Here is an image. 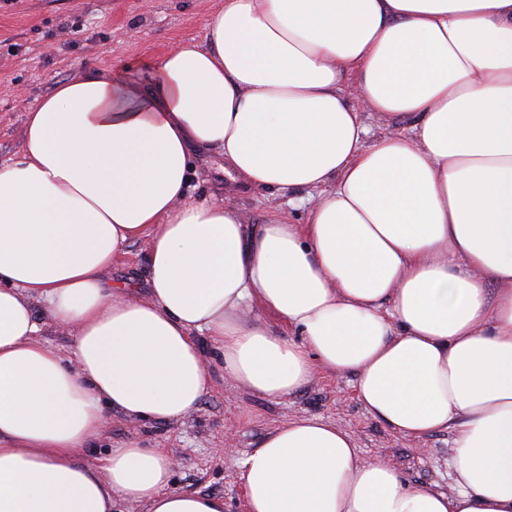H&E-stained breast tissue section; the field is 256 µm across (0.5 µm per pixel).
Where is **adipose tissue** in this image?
Returning a JSON list of instances; mask_svg holds the SVG:
<instances>
[{"instance_id":"ef3b65f1","label":"adipose tissue","mask_w":512,"mask_h":512,"mask_svg":"<svg viewBox=\"0 0 512 512\" xmlns=\"http://www.w3.org/2000/svg\"><path fill=\"white\" fill-rule=\"evenodd\" d=\"M151 69L146 86L119 66L59 83L0 163V512H224L167 491L162 449L84 458L105 407L198 408L203 336L254 393L352 375L389 430L456 433L444 491L290 419L241 462L249 512H512V0H217L204 43ZM364 110L411 126L364 143ZM195 149L247 185L323 193L305 223L243 224L189 194ZM141 238L144 301L108 280ZM35 299L70 357L39 341Z\"/></svg>"}]
</instances>
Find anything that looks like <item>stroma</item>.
<instances>
[{"label":"stroma","mask_w":512,"mask_h":512,"mask_svg":"<svg viewBox=\"0 0 512 512\" xmlns=\"http://www.w3.org/2000/svg\"><path fill=\"white\" fill-rule=\"evenodd\" d=\"M216 0H0V162L15 159L30 108L60 82L91 65L124 63L128 77L147 82L150 62L175 44L203 41ZM191 192L231 201L243 223L262 224L282 214L304 223L315 191H254L224 171L223 157L194 155ZM146 240L132 242L112 266V279L147 298ZM108 423L88 458L135 439L164 449L175 461L169 488L223 497L224 512H246L241 461L269 431L296 417H316L347 431L366 458L395 467L415 486L452 483L453 431L422 441L385 428L358 402L352 375L318 374L285 398L250 392L215 370L198 409L179 421H140L108 410Z\"/></svg>","instance_id":"stroma-1"}]
</instances>
